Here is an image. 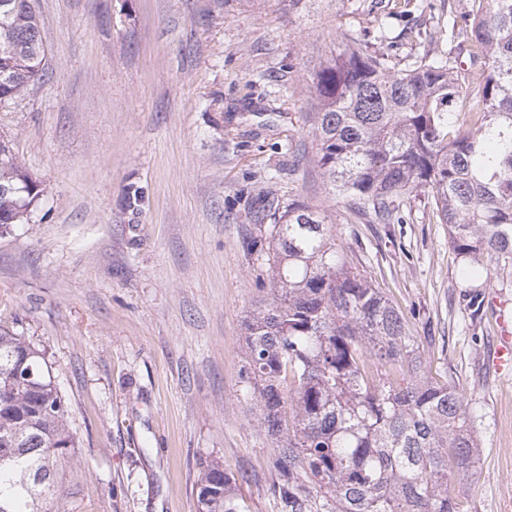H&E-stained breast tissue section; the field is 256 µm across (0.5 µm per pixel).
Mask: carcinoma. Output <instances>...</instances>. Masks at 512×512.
I'll return each instance as SVG.
<instances>
[{
  "mask_svg": "<svg viewBox=\"0 0 512 512\" xmlns=\"http://www.w3.org/2000/svg\"><path fill=\"white\" fill-rule=\"evenodd\" d=\"M0 99L46 75L33 0H0ZM380 0L373 34L315 77L318 164L332 190L383 223L427 189L457 255L512 263V0H469L467 77L438 26L393 21L418 0ZM0 139V217L21 224L39 200ZM267 296L245 324L244 396L273 440L281 512H461L455 485L476 478L480 443L460 391L429 376L398 308L348 267L325 217L292 203L266 237ZM33 369L26 381L20 369ZM0 512H52L75 452L68 406L44 354L0 327ZM49 476L39 484L38 473ZM219 458L200 461L197 512H242Z\"/></svg>",
  "mask_w": 512,
  "mask_h": 512,
  "instance_id": "1",
  "label": "carcinoma"
}]
</instances>
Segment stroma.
<instances>
[{"label":"stroma","instance_id":"obj_1","mask_svg":"<svg viewBox=\"0 0 512 512\" xmlns=\"http://www.w3.org/2000/svg\"><path fill=\"white\" fill-rule=\"evenodd\" d=\"M47 73L8 138L43 195L0 235V327L45 349L78 451L54 512H196L218 457L247 512H280L273 443L241 396L245 322L268 265L269 208L305 204L402 312L432 377L481 442L463 512H512V378L485 363L473 296H512V266L467 274L427 191L373 224L317 165L314 78L375 0H36ZM139 199H132V192Z\"/></svg>","mask_w":512,"mask_h":512}]
</instances>
